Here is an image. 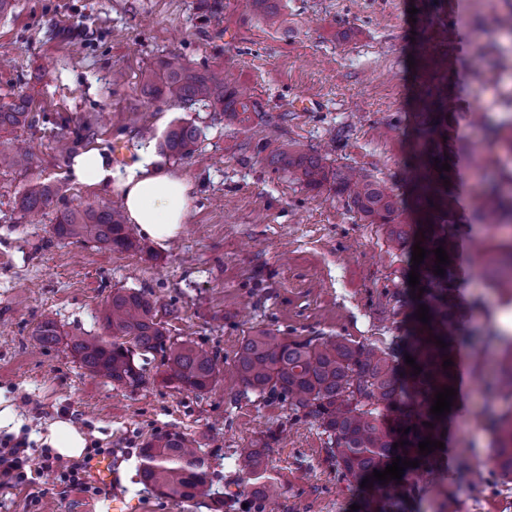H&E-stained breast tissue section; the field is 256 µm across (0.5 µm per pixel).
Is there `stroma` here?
Listing matches in <instances>:
<instances>
[{"mask_svg":"<svg viewBox=\"0 0 512 512\" xmlns=\"http://www.w3.org/2000/svg\"><path fill=\"white\" fill-rule=\"evenodd\" d=\"M279 8L277 28L245 0H13L0 14V106L26 98L36 118L1 141L25 148L34 164L0 170V402L17 416L0 434H27L32 466L29 482L0 489V512H105L101 495L41 468L43 435L57 419L117 461L129 512H247L241 448L264 449L279 486L265 512H351L381 498L337 470L314 420L244 391L232 374L244 336L257 330L377 345L407 334L408 252L350 210L333 183L308 188L271 158L316 151L329 169L355 168L407 196L411 133L427 90L447 93L449 111L481 117L458 135L468 149L456 162L462 329L497 332L512 314V287L483 274L512 230L470 221L476 166L501 170L486 131L512 122V0H281ZM173 55L248 88L247 121L151 102L142 77ZM86 123L116 170L155 148L170 125L198 128L193 155L163 159L193 186L177 237L119 251L52 236L57 208L117 203L74 182L71 157L58 149ZM38 181L59 187L57 208L20 213L17 196ZM120 288L145 291L172 339L214 356L212 390L165 382L158 354L136 356L145 383L135 390L81 365L66 337L111 340L101 312ZM48 318L63 340L44 347L34 331ZM458 365L461 397L445 447L398 496L399 512H512V486L487 447L470 348ZM166 432L184 435L206 461L211 482L197 501L138 481L142 443Z\"/></svg>","mask_w":512,"mask_h":512,"instance_id":"1","label":"stroma"}]
</instances>
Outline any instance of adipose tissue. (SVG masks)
Segmentation results:
<instances>
[{
  "label": "adipose tissue",
  "instance_id": "ef3b65f1",
  "mask_svg": "<svg viewBox=\"0 0 512 512\" xmlns=\"http://www.w3.org/2000/svg\"><path fill=\"white\" fill-rule=\"evenodd\" d=\"M69 174L80 185L113 191L122 201L128 222L160 244L179 234L191 210L189 181L154 165L145 155L125 173L117 174L106 151L92 145L73 157Z\"/></svg>",
  "mask_w": 512,
  "mask_h": 512
}]
</instances>
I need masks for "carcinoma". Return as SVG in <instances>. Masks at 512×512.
<instances>
[{"instance_id":"carcinoma-1","label":"carcinoma","mask_w":512,"mask_h":512,"mask_svg":"<svg viewBox=\"0 0 512 512\" xmlns=\"http://www.w3.org/2000/svg\"><path fill=\"white\" fill-rule=\"evenodd\" d=\"M254 9L269 24L281 22L274 0H252ZM147 95L153 101L184 107L203 105L235 120L250 111L248 90L224 83L215 71L199 72L177 57L159 61L158 70L144 79ZM423 107L427 112L418 130L420 148L412 173L415 207L423 215V225L400 224L401 201L382 180L355 177L341 170L330 173L324 158L304 152H280L273 162L297 181L315 189L329 179L336 193L371 224L380 225L387 241L406 248L411 239L421 236L427 254L417 265L419 286L425 289L419 304L428 307L430 319L415 320L410 336L400 342L378 346L354 344L341 338L288 339L271 331L259 330L246 336L237 352L235 376L246 391L277 396L288 407L314 419L327 436L328 454L336 468L355 479H373L374 471H383L399 457L418 462L403 474H418L430 468L437 451L419 452V442L429 437L442 441L448 426V414L437 418L430 413L435 394L456 386V367H443V361L455 359L456 345L464 338L457 334L461 315L456 307L454 288L457 262L455 170L445 171L442 164L453 158L457 138L454 119H465L467 112H448L447 97L426 91ZM30 103L21 98L0 106V133L32 125ZM198 129L178 124L168 129L158 142L159 150L176 158L195 151ZM31 165L26 154L0 148V169H26ZM56 186L36 183L16 201L21 212L42 210L54 205ZM482 224H512V190L502 183L484 182L479 216ZM52 234L59 241H93L104 247L128 251L138 247L133 229L124 223L115 207L66 208L57 211ZM443 247L449 262L445 273L437 275L434 250ZM104 321L113 340L92 336H72L67 346L80 363L93 373L112 382L136 389L145 383L135 363V354H162L167 380L199 393L209 390L216 380L213 356L188 342H175L158 319L156 304L140 291L117 290L104 311ZM37 340L51 346L61 341L54 321H43L35 330ZM442 340V348L436 340ZM503 344L498 364L499 387L486 386L485 413L491 421L492 459L501 476L512 483V409L500 414L495 409L496 394L512 398V337H488L484 346ZM416 358L422 367L413 373L405 356ZM432 426H427V423ZM409 429L404 434L402 430ZM406 441L401 446L399 442ZM398 447H393V444ZM240 467L253 481L251 493L255 508L278 495L275 483L265 476L264 451L242 448ZM140 481L155 487L160 494L191 501L204 493L209 482L208 469L201 457L189 449L180 433L152 437L141 447Z\"/></svg>"}]
</instances>
